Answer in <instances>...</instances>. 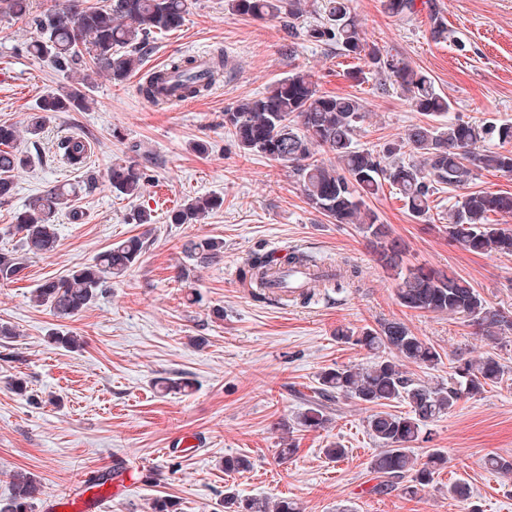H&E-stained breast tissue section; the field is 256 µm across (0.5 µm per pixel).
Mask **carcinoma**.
Listing matches in <instances>:
<instances>
[{
	"instance_id": "obj_1",
	"label": "carcinoma",
	"mask_w": 512,
	"mask_h": 512,
	"mask_svg": "<svg viewBox=\"0 0 512 512\" xmlns=\"http://www.w3.org/2000/svg\"><path fill=\"white\" fill-rule=\"evenodd\" d=\"M239 16L278 20L294 33L303 16V0H228ZM384 11L401 19L416 12V0H382ZM189 0H105L98 5L88 0H53L44 12L30 13V0H0V14L27 21L38 31V38L24 46L27 54L48 60L56 70L76 75L89 69L103 74L114 84L127 80L140 63L138 52L157 34L183 26ZM307 40L334 43L345 56L363 59L371 72L388 77L408 94L413 109L432 118L416 124L405 138L385 144L381 150H359L354 146L358 125L365 118L363 104L356 98L320 92L312 75L295 71L277 80L266 92L245 99L224 110V130L239 150L278 162L297 178L307 203L337 224H356L372 245L376 262L399 279L396 298L414 311L461 315L475 333L490 340L512 331V318L491 307L474 286L453 270L417 266L403 268L404 242L392 236L388 225L366 208L365 198L388 184L396 188L410 216L424 224L431 222V197L435 191L453 188L463 191L448 211V242L470 252L512 254V227L490 223L492 214H512V195L469 191L478 169H493L512 175V123L489 122L476 126L462 120L444 124L437 117L451 111L448 98L436 89L431 77L405 62L398 55L368 43L352 14L350 0H323L319 17L303 30ZM224 57L211 58L201 72L192 56L174 55L162 73L141 84V94L161 102L168 89L194 98L208 92L224 77ZM83 82L64 94L42 98L38 113L31 116L26 133L38 139L44 132L48 114L88 108ZM495 139L500 150L485 149L481 142ZM20 139L17 125L0 122V204L8 202L15 188L14 173L32 165L33 157L15 148ZM59 156L72 165L84 163L87 141L69 136L57 144ZM412 154L404 161L401 155ZM327 153L329 161L319 159ZM145 173L134 161L115 164L107 175L112 191L128 198L140 194ZM97 179L89 175L78 187L55 185L30 197L14 216L18 245L0 249V281L18 279L24 270V257L53 253L58 244L52 218L58 207L69 205L72 221L82 220L83 212L71 204L81 193L96 189ZM224 198L216 195L193 197L168 216L171 224H194L220 209ZM144 240L131 236L110 245L91 261L73 267L60 278H49L33 291V301L58 319H69L89 308L106 284L126 275L140 261ZM187 258L209 265L224 254V241L204 238L185 246ZM315 264L299 250L280 257L252 253L239 267L238 280L252 288L259 302L280 304L282 298L266 291L267 276L275 268ZM356 266L343 259L336 263V274L323 287L343 282H359ZM336 338L359 346L375 355L367 365H343L320 373L313 394L304 398L305 409L296 416L301 429L322 428L329 422V405L341 400L371 408L367 417L370 436L379 453L370 468L382 478L411 476L407 493L432 482L436 467L447 458L441 449L432 450L423 462L414 453L415 444L424 441L427 426L451 412L458 403L501 382L504 372L493 357L478 360L460 358L455 380L434 386L413 378L403 366L414 364L431 370L442 363L433 344L415 335L400 320H387L376 329L357 334L348 328L336 329ZM405 401L404 414L387 410L391 403ZM245 456L224 457V472L249 470ZM11 495L0 500V512H32L42 495L41 484L23 472L10 477ZM448 495L466 512L471 491L464 482L448 485ZM179 501L157 496L150 512H179ZM224 512H301L293 501L266 498L243 499L235 491L224 493Z\"/></svg>"
}]
</instances>
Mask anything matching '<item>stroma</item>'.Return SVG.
<instances>
[{
    "instance_id": "stroma-1",
    "label": "stroma",
    "mask_w": 512,
    "mask_h": 512,
    "mask_svg": "<svg viewBox=\"0 0 512 512\" xmlns=\"http://www.w3.org/2000/svg\"><path fill=\"white\" fill-rule=\"evenodd\" d=\"M416 5L417 15L406 21L385 13L381 0H352L366 40L428 72L451 101V117L512 122V0ZM437 18L446 29L439 39L431 33ZM33 35L24 21L0 14V121L25 125L44 96L70 84L47 60L21 53ZM199 52L224 54L222 83L165 108L140 95V84L171 56ZM363 66L340 56L335 45L289 38L278 21L236 15L227 0H193L184 25L152 39L127 81L92 76L88 110L51 113L39 141H21V149L39 159L16 173V194L0 205V248L16 245L11 217L29 195L88 172L97 176L98 188L76 200L81 223L59 212L52 254L27 259L22 279L0 282V322L17 331L0 342V499L10 493L11 474L22 471L40 480L43 495L33 512H44L51 501L85 493L91 478L118 463L153 473L154 480L113 494L106 512H148L159 495L177 497L181 512H221L228 488L244 498L293 500L304 512H462L448 495L456 480L469 485L477 512H512V479L485 464L493 455L512 458V332L490 342L473 335L462 316L402 307L394 275L377 265L357 225L332 223L312 209L286 167L239 152L224 131L225 108L306 70L320 92L362 101L366 117L355 142L381 149L425 117L384 78L354 79ZM64 136L88 141L85 169L56 157L55 144ZM201 142L209 146L203 154L195 150ZM132 160L146 174L142 193L116 196L107 172ZM208 193L223 196L224 205L203 223H169L170 210ZM457 196L448 188L434 195L431 230L408 214L395 188L385 187L366 205L405 241V266L453 269L489 305L512 315V255L463 250L440 230ZM136 209L151 212L150 228L129 221ZM139 234L146 237L139 263L79 315L61 321L31 302L38 283ZM205 237L223 239L224 258L191 266L184 247ZM291 248L322 264L349 258L361 272L359 287L279 308L237 286L236 269L249 254ZM392 319L445 355L435 369L413 368L425 382H447L449 358L458 352L469 359L494 356L505 370L501 384L432 423L430 441L416 448L421 459L442 449L446 467L414 495L400 487L372 494L378 478L369 462L378 445L367 431L369 411L345 400L332 406L326 428L294 432L298 451L279 462L285 432L277 424L302 411L321 371L371 359L337 342V327L358 331ZM54 328L79 336L81 347L50 344ZM200 336L204 344L194 346ZM161 377L188 379L191 388L162 391ZM14 378L26 381L24 394L11 389ZM336 441L348 454L334 463L323 450ZM187 442L194 451L184 450ZM238 454L249 457L251 469L225 475L220 460Z\"/></svg>"
}]
</instances>
